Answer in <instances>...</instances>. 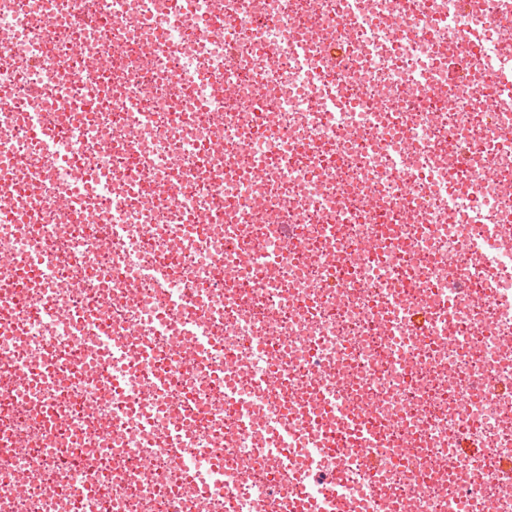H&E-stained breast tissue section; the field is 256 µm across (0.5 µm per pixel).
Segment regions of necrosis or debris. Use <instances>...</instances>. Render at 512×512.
<instances>
[{
	"instance_id": "4bbe7bcc",
	"label": "necrosis or debris",
	"mask_w": 512,
	"mask_h": 512,
	"mask_svg": "<svg viewBox=\"0 0 512 512\" xmlns=\"http://www.w3.org/2000/svg\"><path fill=\"white\" fill-rule=\"evenodd\" d=\"M213 2L0 0V153L26 159L0 187H38L0 212L27 271L0 264V512H263L293 492L274 428L336 478L306 440L327 391L381 462L348 469L357 512H512V96L476 91L512 76L499 0H221L206 40ZM34 83L71 95L43 114L68 149L29 134Z\"/></svg>"
}]
</instances>
